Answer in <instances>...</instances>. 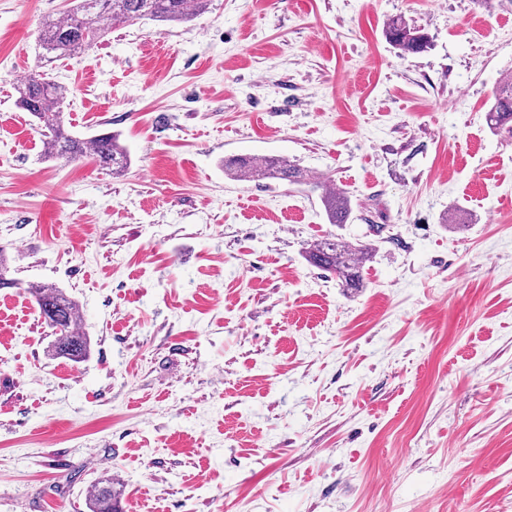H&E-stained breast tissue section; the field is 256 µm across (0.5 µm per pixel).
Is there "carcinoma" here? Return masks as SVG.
<instances>
[{
	"label": "carcinoma",
	"mask_w": 512,
	"mask_h": 512,
	"mask_svg": "<svg viewBox=\"0 0 512 512\" xmlns=\"http://www.w3.org/2000/svg\"><path fill=\"white\" fill-rule=\"evenodd\" d=\"M62 16L42 23L38 42L41 49L36 68L16 91L17 103L30 113L42 132L46 157L75 161L90 156L114 175L122 174L130 156L117 135L106 132L89 138L65 129L64 108L69 90L53 80L46 66L79 50L95 47L112 29V24L134 20L187 21L206 8L208 0H70ZM386 37L402 54H417L430 46V38L405 18L393 17L386 24ZM493 130L512 131V74L501 79L494 102L486 113ZM224 172L241 181L280 180L293 184L310 182L309 175L279 157L238 155L224 159ZM329 223L344 224L351 214L349 196L344 191L326 190L321 196ZM307 257L317 267L333 273L345 288L360 286L362 269L370 258L367 245H353L336 238L313 241ZM46 325L53 329L52 354L72 362L82 361L89 352L87 336L79 330L81 312L77 303L53 285L29 289ZM90 512H122L117 504L112 477L106 475L89 491Z\"/></svg>",
	"instance_id": "1"
}]
</instances>
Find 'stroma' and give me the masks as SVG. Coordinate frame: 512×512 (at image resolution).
I'll list each match as a JSON object with an SVG mask.
<instances>
[{
  "instance_id": "obj_1",
  "label": "stroma",
  "mask_w": 512,
  "mask_h": 512,
  "mask_svg": "<svg viewBox=\"0 0 512 512\" xmlns=\"http://www.w3.org/2000/svg\"><path fill=\"white\" fill-rule=\"evenodd\" d=\"M64 0H0V512H512V0H211L55 62L43 157L15 87ZM404 16L427 51L384 34ZM280 156L318 188L224 172ZM346 191L345 224L321 187ZM370 245L363 285L307 261ZM79 304V363L30 288ZM493 98L494 102L486 113L488 126L493 130L507 128L508 131L511 132L512 74H508L501 79ZM91 512H122L119 509L116 491L112 489V477L104 475L89 491Z\"/></svg>"
}]
</instances>
